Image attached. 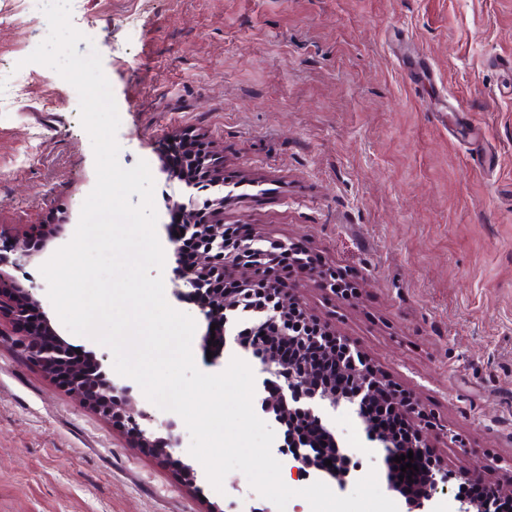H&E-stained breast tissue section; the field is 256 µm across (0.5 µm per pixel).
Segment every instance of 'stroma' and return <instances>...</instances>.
<instances>
[{
  "label": "stroma",
  "mask_w": 512,
  "mask_h": 512,
  "mask_svg": "<svg viewBox=\"0 0 512 512\" xmlns=\"http://www.w3.org/2000/svg\"><path fill=\"white\" fill-rule=\"evenodd\" d=\"M121 120L118 161H146L160 243L178 206L224 200V221L286 239L346 268L344 298L299 280L294 296L407 389L440 429L430 441L458 472L512 483V0H82ZM22 0H0V70L35 48L43 27ZM201 137L224 183L176 192L160 145ZM96 183L79 96L30 64L15 107L0 112V249L52 228L67 244ZM36 284L52 330L72 349L105 346L72 333L39 263L12 270ZM0 314V512H212L226 497L189 453L176 465L20 358ZM192 351L199 370L251 351L224 335ZM340 447L387 481L386 451L350 405L327 411Z\"/></svg>",
  "instance_id": "35a3bbf8"
}]
</instances>
